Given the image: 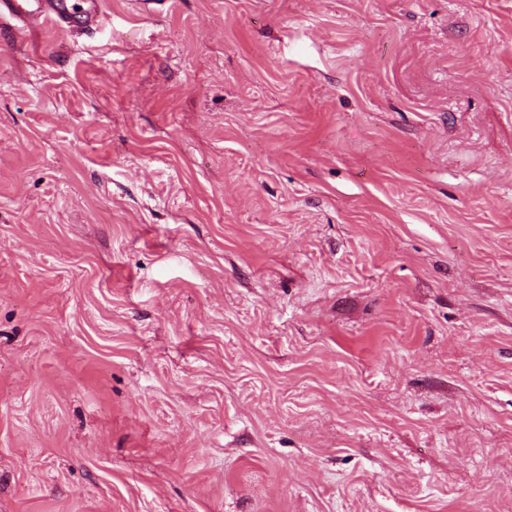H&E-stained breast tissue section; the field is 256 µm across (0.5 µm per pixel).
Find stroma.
<instances>
[{
    "instance_id": "1",
    "label": "stroma",
    "mask_w": 512,
    "mask_h": 512,
    "mask_svg": "<svg viewBox=\"0 0 512 512\" xmlns=\"http://www.w3.org/2000/svg\"><path fill=\"white\" fill-rule=\"evenodd\" d=\"M0 16V512H512V0Z\"/></svg>"
}]
</instances>
